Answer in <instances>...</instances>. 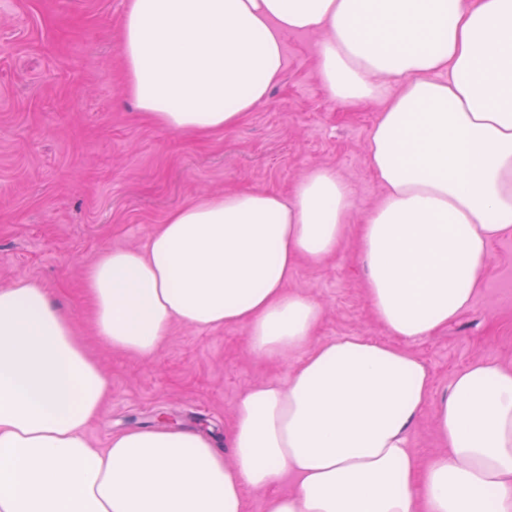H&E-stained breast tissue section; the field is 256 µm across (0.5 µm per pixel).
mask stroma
Listing matches in <instances>:
<instances>
[{
	"label": "stroma",
	"instance_id": "stroma-1",
	"mask_svg": "<svg viewBox=\"0 0 512 512\" xmlns=\"http://www.w3.org/2000/svg\"><path fill=\"white\" fill-rule=\"evenodd\" d=\"M126 2L0 0V285L34 279L74 312L112 386L87 428L94 447L157 425L162 412L220 446L245 391L287 380L297 355L262 360L241 327L179 323L152 361L114 351L89 320L84 270L103 249L142 245L194 198L254 187L289 194L315 167L350 185L360 220L384 194L366 157L381 107L332 100L317 76L322 34L290 33L280 82L238 126L207 136L164 131L124 92L117 32ZM355 248L350 240L321 263L299 264L288 283L322 308L313 343L391 340L373 316ZM406 348L430 371L437 399L474 361L512 367L511 235L492 244L473 307Z\"/></svg>",
	"mask_w": 512,
	"mask_h": 512
}]
</instances>
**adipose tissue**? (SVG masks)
<instances>
[{
  "instance_id": "ef3b65f1",
  "label": "adipose tissue",
  "mask_w": 512,
  "mask_h": 512,
  "mask_svg": "<svg viewBox=\"0 0 512 512\" xmlns=\"http://www.w3.org/2000/svg\"><path fill=\"white\" fill-rule=\"evenodd\" d=\"M288 32L323 33L331 98L381 104L366 150L383 200L351 225L328 168L289 195L202 196L84 280L112 349L148 360L173 324L241 326L256 357L301 361L243 394L223 446L153 428L96 448L111 384L74 317L36 280L0 285V512H244L248 489L266 512H512V367L474 362L436 402L404 347L472 307L512 235V0H127L126 93L170 133L234 128L281 80ZM351 232L394 343H312L322 310L288 287ZM430 406L441 449L423 461L409 432Z\"/></svg>"
}]
</instances>
